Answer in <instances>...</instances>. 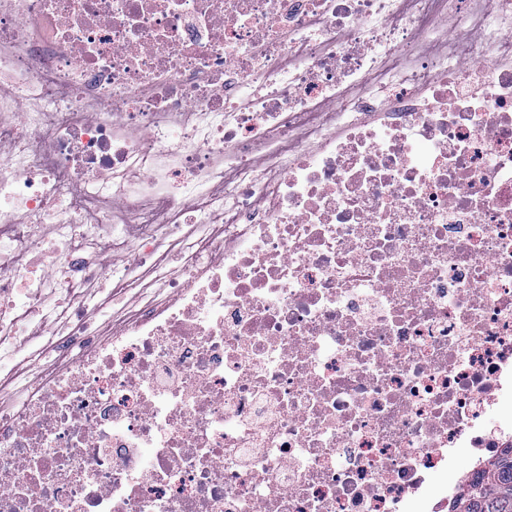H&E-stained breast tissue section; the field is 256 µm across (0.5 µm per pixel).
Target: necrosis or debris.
Here are the masks:
<instances>
[{
  "mask_svg": "<svg viewBox=\"0 0 512 512\" xmlns=\"http://www.w3.org/2000/svg\"><path fill=\"white\" fill-rule=\"evenodd\" d=\"M494 2L0 0V371L54 352L0 409V512H452V449L512 446ZM107 279L145 292L97 339ZM35 335L36 331L29 329L24 336H18L16 339L18 355L8 367V370H11L15 380L5 388L2 395L0 393V399L4 405H8L14 401L16 397L15 384L17 381L22 380L23 382H28L35 376L28 370L27 364L24 362V358L34 347L42 346L45 343L46 336ZM460 472L456 469L436 474L431 482L430 494L436 499L448 497V493L457 485Z\"/></svg>",
  "mask_w": 512,
  "mask_h": 512,
  "instance_id": "obj_1",
  "label": "necrosis or debris"
}]
</instances>
